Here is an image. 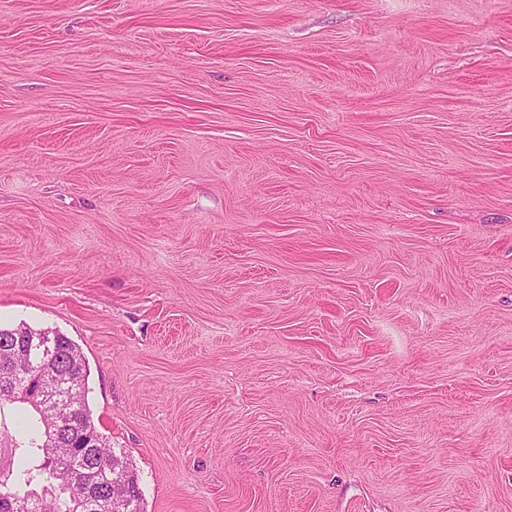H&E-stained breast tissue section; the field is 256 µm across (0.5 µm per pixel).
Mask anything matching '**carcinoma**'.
<instances>
[{
	"instance_id": "1",
	"label": "carcinoma",
	"mask_w": 512,
	"mask_h": 512,
	"mask_svg": "<svg viewBox=\"0 0 512 512\" xmlns=\"http://www.w3.org/2000/svg\"><path fill=\"white\" fill-rule=\"evenodd\" d=\"M38 330L18 325L0 327V373L11 370L18 342L31 353L34 364L29 380L36 389L47 379L43 357L33 348ZM52 367L72 387L71 406L48 414L22 396L0 395V434L8 430L5 410L15 405L25 411L26 425L18 426L23 436L19 464L0 472V512H20L27 500L39 504L38 512H113L112 480L126 482L125 512H142V495L136 468L125 451H116L96 428L86 403L88 363L69 338H61ZM42 484V491L34 485Z\"/></svg>"
}]
</instances>
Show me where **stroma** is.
Wrapping results in <instances>:
<instances>
[{"mask_svg": "<svg viewBox=\"0 0 512 512\" xmlns=\"http://www.w3.org/2000/svg\"><path fill=\"white\" fill-rule=\"evenodd\" d=\"M22 323L144 512H512V0H0Z\"/></svg>", "mask_w": 512, "mask_h": 512, "instance_id": "stroma-1", "label": "stroma"}]
</instances>
